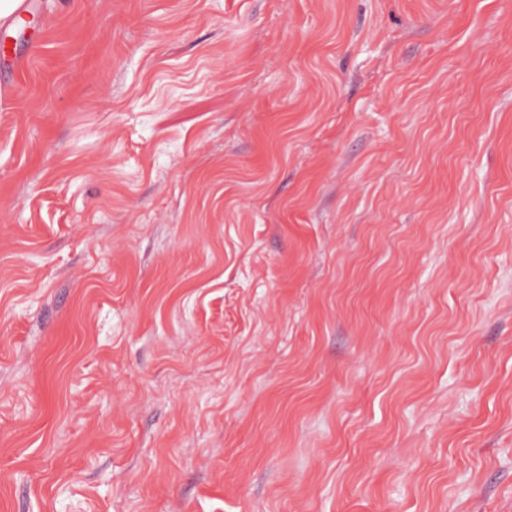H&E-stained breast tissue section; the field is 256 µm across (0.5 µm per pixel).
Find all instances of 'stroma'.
Wrapping results in <instances>:
<instances>
[{
  "mask_svg": "<svg viewBox=\"0 0 512 512\" xmlns=\"http://www.w3.org/2000/svg\"><path fill=\"white\" fill-rule=\"evenodd\" d=\"M31 3L0 512H512V0Z\"/></svg>",
  "mask_w": 512,
  "mask_h": 512,
  "instance_id": "stroma-1",
  "label": "stroma"
}]
</instances>
